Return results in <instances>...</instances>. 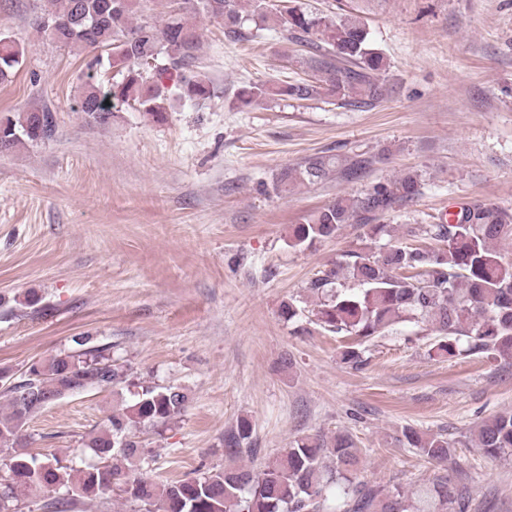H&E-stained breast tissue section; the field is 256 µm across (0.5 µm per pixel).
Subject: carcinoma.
I'll list each match as a JSON object with an SVG mask.
<instances>
[{
  "mask_svg": "<svg viewBox=\"0 0 512 512\" xmlns=\"http://www.w3.org/2000/svg\"><path fill=\"white\" fill-rule=\"evenodd\" d=\"M157 0H47L35 12L34 24L65 48L92 54L91 70L81 92L78 111L95 124L106 125L125 105H137L160 121L171 107L161 74L179 78L182 97L191 102L211 95L209 77L194 69L201 43L199 27L189 21L198 14L240 33L242 12L251 8L252 21L263 29L268 20L266 0H167L162 16ZM277 21L299 43L314 35L326 53L310 57L323 74L328 94L344 101L373 104L383 96L384 59L371 47L365 23L348 4L333 15L319 16L300 6L284 5ZM108 57H103V53ZM25 49L0 32V81L23 64ZM165 64L159 68L158 60ZM119 78L99 80L92 70L103 62ZM316 86L295 82L280 86L250 84L236 100L243 106L269 96L305 100ZM55 130L52 112L29 107L0 118V153L24 141L50 139ZM334 158L318 156L283 172L273 183L285 191L295 182L327 180ZM422 174L410 171L371 184L360 195L338 196L305 222L292 226L289 246H311L338 235L346 224L367 227L376 242L387 225L370 220L421 194ZM512 242V210L493 202L462 203L446 224L406 225L403 239L377 251L365 247L346 254L309 290L320 296L312 323L322 330L352 338L342 352L353 367L362 363L360 347L395 326L423 324L436 340L430 351L439 357L495 353L512 359V261L495 248ZM75 347L47 360L31 363L13 385L3 389L8 411L0 414V512H16L17 503L49 490H65L67 500L119 492L139 506V512H323L328 494H335L336 512H468V500L443 475L412 491L396 487L381 491L359 478L361 459L352 435L339 431L304 434L269 458L258 470L231 467L159 485L138 475L144 450L133 430L176 421L190 397L177 386H160L131 379L128 370L91 347V338L77 336ZM130 388L131 399L113 411L103 429L85 447L103 465L74 471L56 457L39 459L17 448L28 421L62 398L92 389ZM251 424L242 420L224 438L231 454L251 437ZM477 447L490 456L512 454V410L484 420L475 429ZM406 445L429 462H448L454 443L441 434L412 427Z\"/></svg>",
  "mask_w": 512,
  "mask_h": 512,
  "instance_id": "carcinoma-1",
  "label": "carcinoma"
}]
</instances>
